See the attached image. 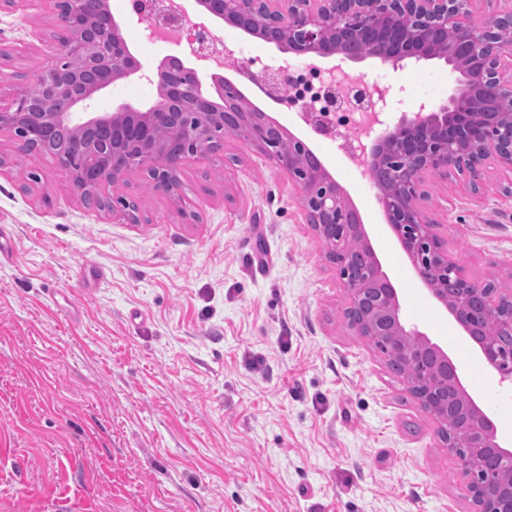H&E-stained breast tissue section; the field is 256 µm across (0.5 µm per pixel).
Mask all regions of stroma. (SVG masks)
<instances>
[{
    "label": "stroma",
    "mask_w": 512,
    "mask_h": 512,
    "mask_svg": "<svg viewBox=\"0 0 512 512\" xmlns=\"http://www.w3.org/2000/svg\"><path fill=\"white\" fill-rule=\"evenodd\" d=\"M145 70L172 53L107 0ZM236 56L247 97L305 138L348 191L407 327L453 358L463 386L512 447V391L482 363L451 314L416 277L368 177L255 75L292 63L274 45L208 20ZM58 26L46 0L0 13V89L31 82ZM352 73L389 92V123L441 105L460 76L440 59ZM157 87L133 76L96 109L146 110ZM195 221L131 177L148 221L86 205L55 162L18 156L0 134V512H467L460 468L382 361L343 319L347 295L323 258L285 171L235 136L224 158L181 175ZM512 175L431 178L424 215L474 283L512 286Z\"/></svg>",
    "instance_id": "35a3bbf8"
}]
</instances>
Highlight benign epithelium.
Wrapping results in <instances>:
<instances>
[{
	"instance_id": "1",
	"label": "benign epithelium",
	"mask_w": 512,
	"mask_h": 512,
	"mask_svg": "<svg viewBox=\"0 0 512 512\" xmlns=\"http://www.w3.org/2000/svg\"><path fill=\"white\" fill-rule=\"evenodd\" d=\"M63 34L48 47L30 85L0 102V132L13 135L25 155L53 148L52 159L80 197L94 196L101 209L139 224L137 205L121 193L132 169L151 190L187 212L181 172L202 154L224 150L222 131L264 153L302 189L301 204L336 268L348 295L344 317L355 335L375 346L385 364L417 363L421 374L405 380L416 404L437 424L442 447L465 477L468 512H512V450L497 440L491 419L465 390L458 367L437 344L403 324L397 289L382 271L369 244L359 211L346 189L316 159L307 142L244 96L234 80L211 74L213 91L203 88L195 68L170 57L157 85L162 111L121 105L92 112L97 92L142 72L105 10L95 23L84 21L83 0H48ZM205 12L246 33H257L284 52L310 60L336 56L343 62L378 58L395 70L409 62L443 59L463 77L448 103L422 102L403 113L394 130L374 142L367 156L377 199L393 233L412 259L417 276L477 344L496 369L499 383L512 385V294L493 282L480 287L467 276L425 220L422 201L432 176L469 175L478 180L488 168L512 172V5L473 19V0H198ZM224 71L244 73L248 63L224 52ZM263 89L299 108L306 124L329 132V121L288 92L286 69L269 74ZM168 137L157 136V128ZM439 281L441 288L432 283ZM455 286L448 296L446 285ZM490 320L497 337L486 334Z\"/></svg>"
}]
</instances>
